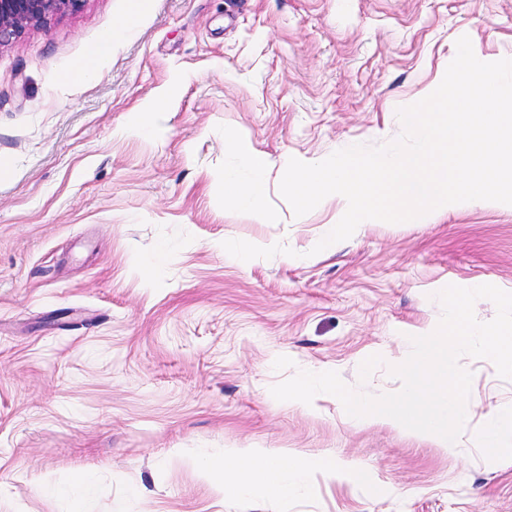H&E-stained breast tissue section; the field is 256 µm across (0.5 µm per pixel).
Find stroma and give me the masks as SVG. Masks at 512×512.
<instances>
[{"instance_id": "1", "label": "stroma", "mask_w": 512, "mask_h": 512, "mask_svg": "<svg viewBox=\"0 0 512 512\" xmlns=\"http://www.w3.org/2000/svg\"><path fill=\"white\" fill-rule=\"evenodd\" d=\"M131 6L86 0L0 48V512H512V449L475 441L512 407L491 360H460L456 448L351 421L330 394L270 392L300 370L399 391L389 368L436 328L437 292L512 293V205L371 224L319 252L336 196L295 216L274 167L263 224L225 206L220 179L228 130L304 162L394 140L461 36L512 59V0H146L105 69L61 84ZM228 239L292 253L244 262ZM248 448L307 476L285 497L226 496L207 467Z\"/></svg>"}]
</instances>
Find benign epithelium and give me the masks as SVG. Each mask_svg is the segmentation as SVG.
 Listing matches in <instances>:
<instances>
[{
  "label": "benign epithelium",
  "instance_id": "benign-epithelium-1",
  "mask_svg": "<svg viewBox=\"0 0 512 512\" xmlns=\"http://www.w3.org/2000/svg\"><path fill=\"white\" fill-rule=\"evenodd\" d=\"M83 3L84 0H0V48L10 45L30 27L78 12Z\"/></svg>",
  "mask_w": 512,
  "mask_h": 512
}]
</instances>
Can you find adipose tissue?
<instances>
[{"instance_id":"adipose-tissue-1","label":"adipose tissue","mask_w":512,"mask_h":512,"mask_svg":"<svg viewBox=\"0 0 512 512\" xmlns=\"http://www.w3.org/2000/svg\"><path fill=\"white\" fill-rule=\"evenodd\" d=\"M131 22L128 16L117 21L113 30L102 35L88 57L63 77V84L77 85L96 74L111 58L112 45L119 31ZM225 147L238 161L237 166L224 171L222 185L225 204L251 211L260 222L270 221L272 215L266 206L265 184L266 175L275 164L274 159L252 148L235 132L226 137ZM302 469V464L296 459L262 451L227 454L217 467L224 479V492L229 496L256 489L287 492L292 473Z\"/></svg>"}]
</instances>
